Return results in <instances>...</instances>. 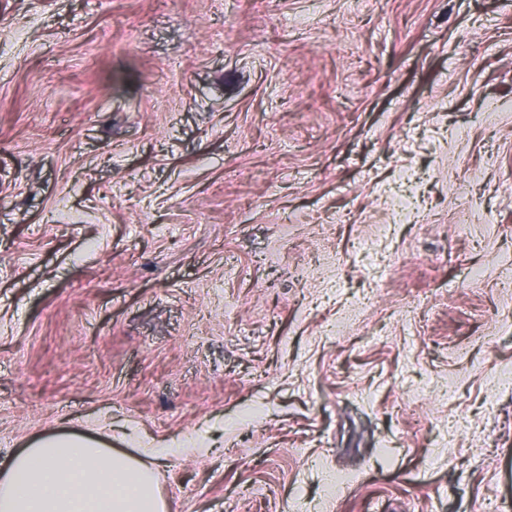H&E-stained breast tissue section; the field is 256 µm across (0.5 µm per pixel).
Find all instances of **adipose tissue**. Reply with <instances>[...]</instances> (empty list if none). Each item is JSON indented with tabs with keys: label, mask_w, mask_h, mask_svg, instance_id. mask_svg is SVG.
<instances>
[{
	"label": "adipose tissue",
	"mask_w": 512,
	"mask_h": 512,
	"mask_svg": "<svg viewBox=\"0 0 512 512\" xmlns=\"http://www.w3.org/2000/svg\"><path fill=\"white\" fill-rule=\"evenodd\" d=\"M0 512H166V504L136 457L51 433L0 462Z\"/></svg>",
	"instance_id": "obj_1"
}]
</instances>
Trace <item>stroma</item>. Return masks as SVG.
<instances>
[{
	"mask_svg": "<svg viewBox=\"0 0 512 512\" xmlns=\"http://www.w3.org/2000/svg\"><path fill=\"white\" fill-rule=\"evenodd\" d=\"M505 371L512 0H0V461L512 512Z\"/></svg>",
	"mask_w": 512,
	"mask_h": 512,
	"instance_id": "obj_1",
	"label": "stroma"
}]
</instances>
